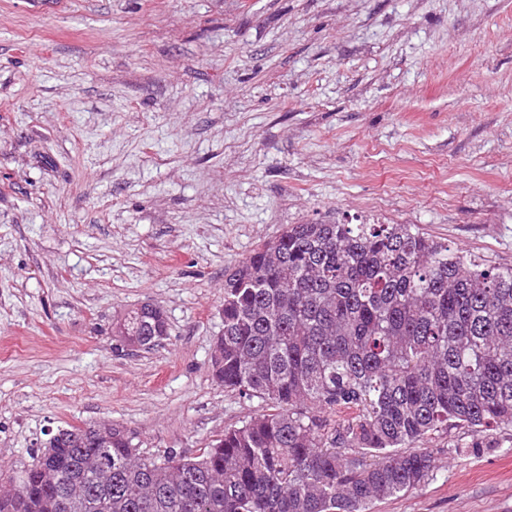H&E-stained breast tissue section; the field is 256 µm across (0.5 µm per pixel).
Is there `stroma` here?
<instances>
[{
	"instance_id": "stroma-1",
	"label": "stroma",
	"mask_w": 512,
	"mask_h": 512,
	"mask_svg": "<svg viewBox=\"0 0 512 512\" xmlns=\"http://www.w3.org/2000/svg\"><path fill=\"white\" fill-rule=\"evenodd\" d=\"M312 222L512 265V0H0V485L71 425L160 459L259 413L212 376L224 278ZM492 439L373 512H512ZM149 305L128 311L116 323L113 336L118 338V342L132 348H150L167 336V320L163 310L158 306H155L156 309L148 308Z\"/></svg>"
}]
</instances>
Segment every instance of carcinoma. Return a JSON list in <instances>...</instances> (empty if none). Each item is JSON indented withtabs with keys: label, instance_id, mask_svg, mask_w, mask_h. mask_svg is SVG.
Listing matches in <instances>:
<instances>
[{
	"label": "carcinoma",
	"instance_id": "1",
	"mask_svg": "<svg viewBox=\"0 0 512 512\" xmlns=\"http://www.w3.org/2000/svg\"><path fill=\"white\" fill-rule=\"evenodd\" d=\"M216 382L263 413L193 457L144 458L112 425L92 446L59 432L0 495V512H369L433 478L428 437L512 427V265L463 256L415 224H287L224 279ZM149 348L168 335L142 305L113 327ZM87 451L112 466L100 489Z\"/></svg>",
	"mask_w": 512,
	"mask_h": 512
}]
</instances>
